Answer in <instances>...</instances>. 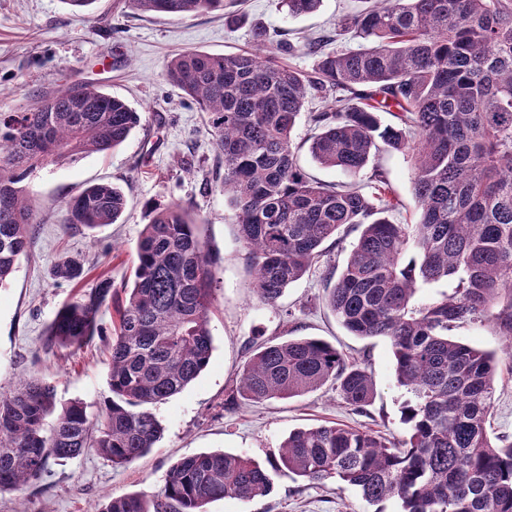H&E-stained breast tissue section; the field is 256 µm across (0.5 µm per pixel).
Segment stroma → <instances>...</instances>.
<instances>
[{
    "label": "stroma",
    "instance_id": "1",
    "mask_svg": "<svg viewBox=\"0 0 512 512\" xmlns=\"http://www.w3.org/2000/svg\"><path fill=\"white\" fill-rule=\"evenodd\" d=\"M365 6L366 0H322L313 13L291 18L279 9L278 0H233L229 11L240 21L230 28L220 11L144 15L132 10L128 0H97L93 19L64 0H0V113L24 111L65 79L92 82L141 114L140 126L109 153L50 165L25 180L37 224L26 253L0 289V391L38 378L54 386L58 404L81 401L92 415L103 407L111 396L113 308L103 310L99 333L78 349L55 344L49 326L78 290L90 289L102 278L110 279L117 292L132 282L137 245L153 207L173 202L188 207L216 277L210 363L182 392L153 406L164 428L154 448L122 467L93 449L51 463L48 475L24 490L0 493V512H93L109 495L138 492L150 497L160 492L168 468L182 457L225 451L247 454L264 465L277 456L291 431L331 422L403 437L404 391L395 380L388 340L350 334L325 300L326 282L339 274L356 233L327 242V256L291 284L276 306L262 303L254 292V273L238 238L234 211L220 186L224 169L206 130V116L164 72L167 58L184 50L224 54L252 48L251 29L257 23L294 45L284 62L308 71L314 58L302 47L304 37H327L330 50L357 47L337 22ZM320 109L316 100H308L293 130V141L301 146L299 163L317 181H347V174L321 166L302 147L313 129L309 115ZM371 164L384 172L399 202L390 220L416 223L411 155L383 149ZM98 182L124 192L127 204L119 222L92 232L66 227L65 201ZM68 259L80 262L81 278L57 277V265ZM452 335L495 354L488 433L511 438L512 339L498 335L488 322L456 328ZM298 337L322 339L348 359L365 363L374 382L366 413L352 410L330 384L289 399L227 405L255 343ZM207 512H400V505L388 500L376 507L354 487L333 481L312 485L282 471L274 474L268 496L227 498L208 504Z\"/></svg>",
    "mask_w": 512,
    "mask_h": 512
}]
</instances>
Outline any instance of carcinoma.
<instances>
[{"instance_id": "cac0c4a2", "label": "carcinoma", "mask_w": 512, "mask_h": 512, "mask_svg": "<svg viewBox=\"0 0 512 512\" xmlns=\"http://www.w3.org/2000/svg\"><path fill=\"white\" fill-rule=\"evenodd\" d=\"M129 4L167 15L224 9V0ZM279 4L297 17L320 0ZM340 26L365 45L326 52L311 40L310 72L268 54L270 34L256 24L254 48L183 51L167 60L165 76L207 115L261 302L276 305L340 228L359 232L326 298L353 335L389 341L407 394L406 437L390 442L340 423L298 429L267 468L245 454L184 457L153 501L112 495L96 512H205L226 497L269 495L270 471L282 469L313 485L352 486L372 505L395 498L401 512H512V441L486 430L494 355L449 335L488 321L512 336V0H374ZM309 97L326 106L310 114L317 133L308 151L319 164L356 177L382 144L412 154L417 223L388 219L396 203L378 170L369 193L308 179L292 131ZM389 103L398 107L397 123L384 126L379 112ZM139 123L137 110L90 82H66L23 112L0 113V288L37 223L23 181L39 168L110 152ZM124 209L119 187L91 184L65 202L63 223L94 230L116 223ZM56 274L76 280L82 267L64 261ZM214 277L188 209L154 208L125 297L102 279L63 306L49 328L57 345L81 347L113 303L112 398L92 418L79 401L57 406L54 389L35 379L0 392V492L19 490L50 462L89 448L119 467L153 448L163 428L150 407L210 362ZM448 280L454 293L413 306L418 288ZM328 382L358 412L372 401L366 369L329 343L270 341L245 360L229 403L287 399Z\"/></svg>"}]
</instances>
